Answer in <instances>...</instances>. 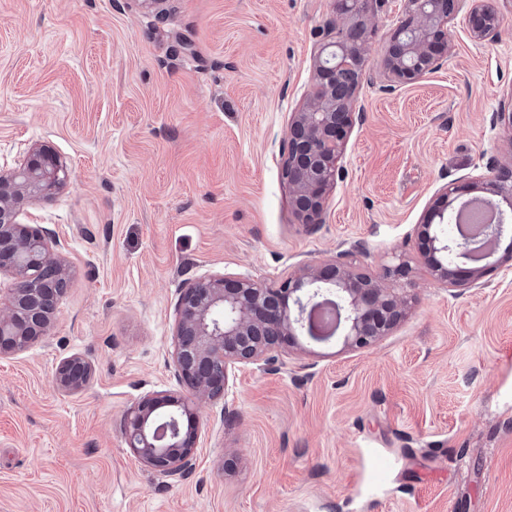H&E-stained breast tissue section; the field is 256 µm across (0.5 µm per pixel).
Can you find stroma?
<instances>
[{
  "mask_svg": "<svg viewBox=\"0 0 512 512\" xmlns=\"http://www.w3.org/2000/svg\"><path fill=\"white\" fill-rule=\"evenodd\" d=\"M498 37L448 22L439 66L390 87L403 0H371L363 117L327 196L298 223L281 151L313 89L333 0H0V169L49 148L70 178L25 207L72 268L49 335L0 357V512H512V268L460 296L435 284L419 225L447 183L512 163V0ZM348 251L409 258L411 309L378 345H311L237 370L199 411L195 469L172 481L122 433L178 389L183 284L274 280ZM80 355L87 388L59 391ZM233 409L225 418V409ZM92 367L89 361L80 355L63 360L54 373V383L63 392L84 390L90 383Z\"/></svg>",
  "mask_w": 512,
  "mask_h": 512,
  "instance_id": "1",
  "label": "stroma"
}]
</instances>
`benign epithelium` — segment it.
Masks as SVG:
<instances>
[{
  "label": "benign epithelium",
  "mask_w": 512,
  "mask_h": 512,
  "mask_svg": "<svg viewBox=\"0 0 512 512\" xmlns=\"http://www.w3.org/2000/svg\"><path fill=\"white\" fill-rule=\"evenodd\" d=\"M470 36L477 42L498 36L502 19L484 0H470ZM463 0H404L405 19L385 49V69L399 84L435 69L450 52L448 21ZM368 0H334L336 20L313 60L314 91L306 105L289 113L282 170L295 215L307 229L323 223L327 191L336 183L344 144L355 124L357 91L364 81ZM67 168L44 148L33 149L16 167L0 170V273L14 279L0 306V356L27 350L50 332L70 281L55 235L19 221L30 203L64 186ZM482 202L497 213L483 226V251L445 232L465 206L458 188L442 189L443 205L430 209L423 225L424 259L434 280L455 296L482 286L479 262L495 255L504 235L512 239V166L490 180L472 182ZM437 231L430 233L429 228ZM408 262L378 273L357 267L343 252L325 261L297 264L272 282L241 274L195 279L177 302L174 367L182 392L144 396L127 414L123 436L134 456L158 475L180 479L195 467L197 417L202 406L223 398L235 371L266 366L299 338L326 343L338 336L349 350L369 348L401 321L409 309L401 280ZM92 367L80 355L63 360L54 383L63 392L84 390Z\"/></svg>",
  "instance_id": "7a95c632"
}]
</instances>
